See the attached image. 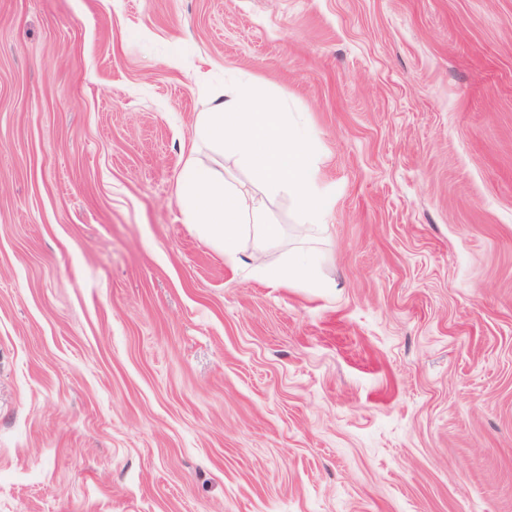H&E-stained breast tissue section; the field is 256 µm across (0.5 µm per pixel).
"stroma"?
<instances>
[{"instance_id": "35a3bbf8", "label": "stroma", "mask_w": 512, "mask_h": 512, "mask_svg": "<svg viewBox=\"0 0 512 512\" xmlns=\"http://www.w3.org/2000/svg\"><path fill=\"white\" fill-rule=\"evenodd\" d=\"M241 82L326 204L256 273ZM0 512H512V0H0Z\"/></svg>"}]
</instances>
